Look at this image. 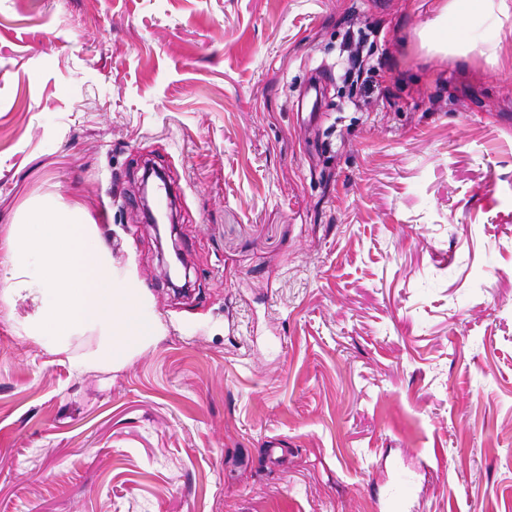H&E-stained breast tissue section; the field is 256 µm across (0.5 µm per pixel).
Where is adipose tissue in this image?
Wrapping results in <instances>:
<instances>
[{
	"instance_id": "ef3b65f1",
	"label": "adipose tissue",
	"mask_w": 512,
	"mask_h": 512,
	"mask_svg": "<svg viewBox=\"0 0 512 512\" xmlns=\"http://www.w3.org/2000/svg\"><path fill=\"white\" fill-rule=\"evenodd\" d=\"M480 4L451 0L430 24L433 39L455 53L470 51ZM0 265L11 270L0 303L29 305L21 325L49 352L69 353L71 336L97 332L96 350L75 358L76 368L122 363L154 339L147 298L134 276L118 273L80 205L55 198L32 202L0 240Z\"/></svg>"
}]
</instances>
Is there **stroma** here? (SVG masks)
Segmentation results:
<instances>
[{
    "mask_svg": "<svg viewBox=\"0 0 512 512\" xmlns=\"http://www.w3.org/2000/svg\"><path fill=\"white\" fill-rule=\"evenodd\" d=\"M448 2L0 0V239L79 204L158 322L79 371L95 333L55 355L0 304V512H387L399 469L405 512H512V0L465 55ZM358 29L389 95L348 109ZM411 476L402 470H397L387 490V497L391 511H402L407 502V492L411 483Z\"/></svg>",
    "mask_w": 512,
    "mask_h": 512,
    "instance_id": "obj_1",
    "label": "stroma"
}]
</instances>
